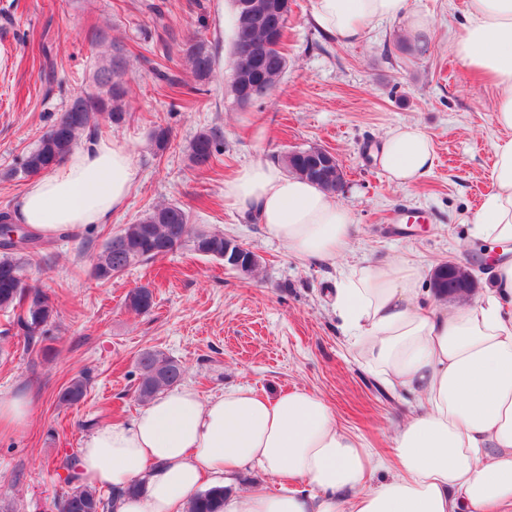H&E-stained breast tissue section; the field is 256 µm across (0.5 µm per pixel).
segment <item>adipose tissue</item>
I'll list each match as a JSON object with an SVG mask.
<instances>
[{
	"instance_id": "adipose-tissue-1",
	"label": "adipose tissue",
	"mask_w": 512,
	"mask_h": 512,
	"mask_svg": "<svg viewBox=\"0 0 512 512\" xmlns=\"http://www.w3.org/2000/svg\"><path fill=\"white\" fill-rule=\"evenodd\" d=\"M314 22L346 43L377 21L404 19L413 41L432 29L408 0H311ZM456 55L496 90L491 188L470 228L474 239L512 243V0H468ZM377 159L407 187L435 164L418 126L392 130ZM137 180L130 147L94 138L54 172L27 183L18 223L53 238L108 224ZM224 199L261 224L294 259L332 262L351 244L349 210L306 180L256 160L224 184ZM485 302L419 304L420 269L406 257L350 267L335 309L359 357L421 403L394 430L391 458L341 428L303 389L275 397L231 386L205 399L188 387L162 393L130 421L96 429L74 467L87 486L118 492L115 512H184L205 476L256 469L268 488L231 492L224 512H512V262L491 271ZM141 492L125 496L129 482Z\"/></svg>"
}]
</instances>
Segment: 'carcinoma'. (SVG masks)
Here are the masks:
<instances>
[{"label":"carcinoma","instance_id":"cac0c4a2","mask_svg":"<svg viewBox=\"0 0 512 512\" xmlns=\"http://www.w3.org/2000/svg\"><path fill=\"white\" fill-rule=\"evenodd\" d=\"M284 31L285 27L271 25L260 14L253 16L247 26L236 25L229 85L235 105H240L239 71L247 56L257 59V83L251 86L254 101H262L269 90L279 85L287 70ZM185 58L195 83L171 81L164 72L157 73V77L188 93L197 92L199 85L211 78L215 57L208 41L197 37L186 48ZM125 64L123 50L113 47L109 60L94 70L96 90L83 91L72 97L60 118L23 159L22 174L38 175L59 165L72 153L80 136L96 126L99 120L119 124L125 119L127 89L122 80ZM222 145V132L212 128L190 142L189 156L197 165H209L221 154ZM280 160L289 174L307 179L330 194L336 192V180L344 175L343 170L336 169L334 165L322 174L313 171L314 158L307 155L287 152ZM187 242L200 255L224 259L223 233L192 228L189 212L178 203L158 205L137 221L125 225L104 244L96 255L93 275L98 281H110L129 266L166 255ZM30 265V253L25 249L0 242V310L22 308L16 325L25 338L26 346L34 347L42 341L46 327L54 321L57 306L47 292L28 283ZM125 305L138 314H145L153 308V291L146 286L134 288L127 293ZM137 371L136 392L144 404L158 393L177 385L183 375L176 361L155 350L140 354ZM88 386L89 379L85 376L72 379L59 392V404L71 406L80 402ZM65 469L67 475L55 498L57 512H113L114 497L106 498L97 489L80 484L73 472L72 461L65 463ZM225 493L226 488L222 486L200 491L189 500L186 512H223Z\"/></svg>","mask_w":512,"mask_h":512}]
</instances>
